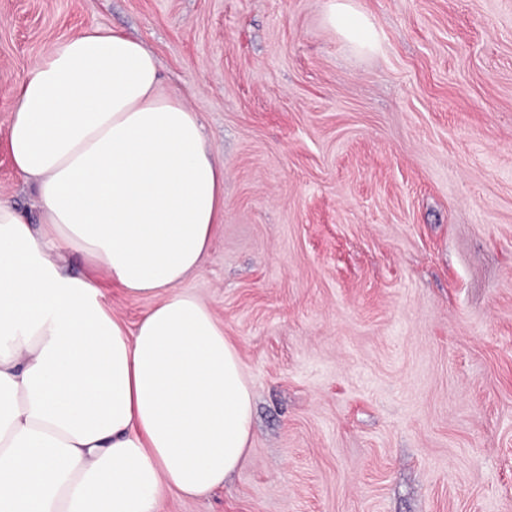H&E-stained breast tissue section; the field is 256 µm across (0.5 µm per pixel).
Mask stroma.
Listing matches in <instances>:
<instances>
[{"label": "stroma", "mask_w": 512, "mask_h": 512, "mask_svg": "<svg viewBox=\"0 0 512 512\" xmlns=\"http://www.w3.org/2000/svg\"><path fill=\"white\" fill-rule=\"evenodd\" d=\"M0 0V196L38 216L12 91L95 24L140 39L224 165L183 287L255 398L230 481L160 512H512V0ZM117 318L147 299L93 276ZM351 0H332L328 15L330 25L358 50L376 46V31L368 14L352 6Z\"/></svg>", "instance_id": "obj_1"}]
</instances>
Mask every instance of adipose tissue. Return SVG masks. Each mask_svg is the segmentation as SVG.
Listing matches in <instances>:
<instances>
[{
    "instance_id": "adipose-tissue-1",
    "label": "adipose tissue",
    "mask_w": 512,
    "mask_h": 512,
    "mask_svg": "<svg viewBox=\"0 0 512 512\" xmlns=\"http://www.w3.org/2000/svg\"><path fill=\"white\" fill-rule=\"evenodd\" d=\"M330 25L370 50L350 0ZM155 56L88 26L17 85L13 167L41 217L0 198V512H159L223 486L252 434L236 346L182 283L224 222V167ZM132 298L126 326L71 254Z\"/></svg>"
}]
</instances>
